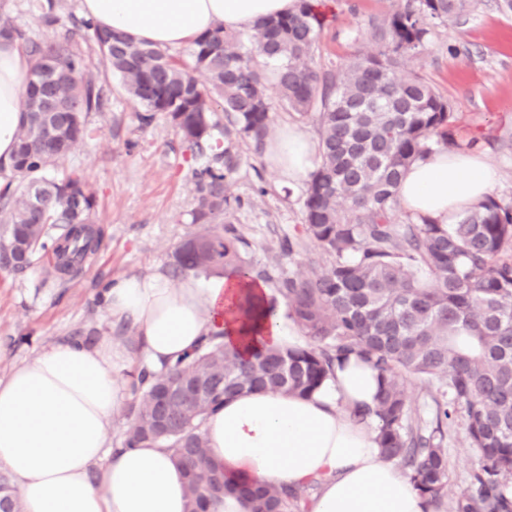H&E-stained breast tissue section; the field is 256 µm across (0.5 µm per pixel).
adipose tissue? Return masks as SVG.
Wrapping results in <instances>:
<instances>
[{
  "label": "adipose tissue",
  "mask_w": 512,
  "mask_h": 512,
  "mask_svg": "<svg viewBox=\"0 0 512 512\" xmlns=\"http://www.w3.org/2000/svg\"><path fill=\"white\" fill-rule=\"evenodd\" d=\"M300 0H81L102 30L168 48L191 44L216 26L235 32L298 11ZM27 66L15 46L0 41V161L10 162L23 120ZM317 143L288 125L268 142L265 159L285 182L309 178ZM498 178L479 147H438L415 160L398 189L402 212L438 224L482 202ZM262 303L254 321L237 308L243 293ZM103 306L135 327L144 363L158 366L220 334L226 347L249 355L302 344L303 335L271 286L223 277L201 286L172 283L163 273L125 276L103 292ZM132 358L123 342L57 344L14 367L0 382V468L12 478L23 512H188L183 474L161 445L114 451L108 430L127 398L124 374ZM373 369L350 358L309 397L251 391L226 400L203 432L224 474L256 484L317 482L309 512H425L409 478L385 461L375 442L376 418L358 422L348 407L374 403Z\"/></svg>",
  "instance_id": "adipose-tissue-1"
}]
</instances>
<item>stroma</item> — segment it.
Segmentation results:
<instances>
[{"mask_svg":"<svg viewBox=\"0 0 512 512\" xmlns=\"http://www.w3.org/2000/svg\"><path fill=\"white\" fill-rule=\"evenodd\" d=\"M30 0H0V14L26 30L34 40L51 44L61 28L40 25ZM400 0H327L321 6L323 26L314 49L318 68H340L369 35L367 21L384 17ZM500 0H478L459 19L439 23L420 53L405 60L453 106L452 133L464 136L472 126L483 132V146L498 170L494 197L512 202V14ZM105 105L90 113L89 134L64 160L83 171L97 196V222L103 230L96 252L77 270L48 274L41 258L26 273L0 272V379L41 351L63 340L122 337L136 349L134 331L98 304L111 280L168 272L170 253L199 232L190 221L196 166L191 153L163 117L142 124L136 105L113 77L103 78ZM232 192L242 204L226 220L246 239L256 266L270 263L291 245L295 270L304 272L326 257L303 232L304 184L288 186L271 171L264 157L243 149ZM476 458L463 428L448 445V478L452 489L466 488Z\"/></svg>","mask_w":512,"mask_h":512,"instance_id":"obj_1","label":"stroma"}]
</instances>
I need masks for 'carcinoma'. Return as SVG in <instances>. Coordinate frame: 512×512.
Listing matches in <instances>:
<instances>
[{
	"mask_svg": "<svg viewBox=\"0 0 512 512\" xmlns=\"http://www.w3.org/2000/svg\"><path fill=\"white\" fill-rule=\"evenodd\" d=\"M38 22L61 21L65 0H34ZM475 0H405L367 22L372 46L334 72L312 63L321 21L309 0L299 11L258 22L246 33L223 26L200 35L179 61L165 48L138 43L81 19L49 46L0 17V40L25 59L29 83L12 161L0 162L1 270L23 273L36 256L53 269L82 264L98 248L97 198L83 174L49 175L87 135V115L105 102L100 76L73 50L90 39L105 71L143 110L161 113L186 147L206 161L194 170L191 223L203 230L178 246L175 277L255 276L275 284L307 342L245 357L215 337L160 370L138 371L122 447L162 443L187 481L190 512H208L226 492L249 512H302L299 487H234L210 462L206 417L246 390L311 396L355 355L377 372L374 409L381 455L400 464L429 512H512V202L489 196L453 224L400 218L398 188L408 167L438 146L455 144L447 98L402 68L429 34V22L469 13ZM274 61L275 95L302 117L318 106L319 161L303 199L306 236L326 254L307 272L288 270L292 250L256 268L249 243L224 224L239 203L232 187L241 144L265 149L274 125L272 94L258 60ZM203 74L207 83L198 80ZM224 118H219L216 107ZM429 393L432 419L413 410L407 380ZM204 380L214 390L188 406L167 401L171 388ZM463 424L477 466L468 487L448 484V438ZM0 506L22 512L0 475Z\"/></svg>",
	"mask_w": 512,
	"mask_h": 512,
	"instance_id": "carcinoma-1",
	"label": "carcinoma"
}]
</instances>
